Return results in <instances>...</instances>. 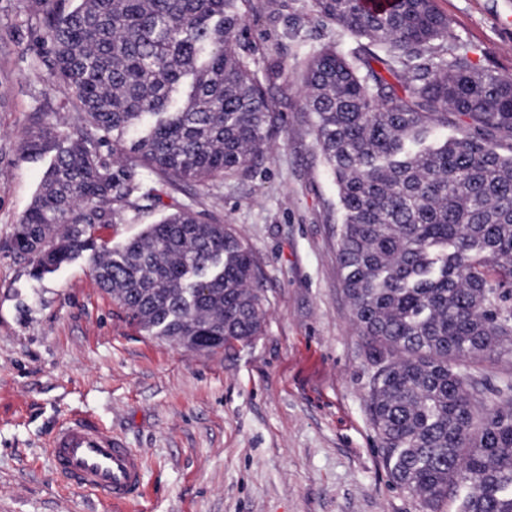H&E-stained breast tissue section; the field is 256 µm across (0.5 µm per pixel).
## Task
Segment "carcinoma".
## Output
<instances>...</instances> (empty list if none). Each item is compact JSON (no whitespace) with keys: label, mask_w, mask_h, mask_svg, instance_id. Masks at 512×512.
I'll return each instance as SVG.
<instances>
[{"label":"carcinoma","mask_w":512,"mask_h":512,"mask_svg":"<svg viewBox=\"0 0 512 512\" xmlns=\"http://www.w3.org/2000/svg\"><path fill=\"white\" fill-rule=\"evenodd\" d=\"M53 76L113 161L57 125L28 131L53 154L15 225L37 275L91 251L98 286L143 331L214 351L260 335L252 251L189 210L117 249H94L116 204L154 201L134 163L207 185L247 171L275 125L266 84L293 78L338 187V261L369 364L367 406L393 484L440 512H512V381L486 399L476 361L512 342V78L480 66L435 0H313L342 54L312 46L261 73L240 42L250 0H33ZM461 136L432 140L436 127Z\"/></svg>","instance_id":"carcinoma-1"}]
</instances>
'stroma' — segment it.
<instances>
[{"label":"stroma","mask_w":512,"mask_h":512,"mask_svg":"<svg viewBox=\"0 0 512 512\" xmlns=\"http://www.w3.org/2000/svg\"><path fill=\"white\" fill-rule=\"evenodd\" d=\"M485 68L512 77V0H436ZM335 41L312 0H250L243 40L259 70L293 69L302 45ZM31 0H0V512H115L57 481L48 434L81 412L140 451L143 493L130 512H422L393 486L367 409L365 340L338 262L336 183L301 112L300 87L276 80V137L242 175L210 185L132 176L157 203L95 227L118 247L182 208L230 225L252 250L264 299L260 336L207 353L152 336L102 291L87 256L34 277L10 248L50 155L23 157L38 121L88 127L51 75Z\"/></svg>","instance_id":"1"}]
</instances>
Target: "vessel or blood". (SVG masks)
<instances>
[{
  "mask_svg": "<svg viewBox=\"0 0 512 512\" xmlns=\"http://www.w3.org/2000/svg\"><path fill=\"white\" fill-rule=\"evenodd\" d=\"M49 455L54 476L69 488L102 493L114 506L132 501L140 492L142 455L87 416L70 415L56 424Z\"/></svg>",
  "mask_w": 512,
  "mask_h": 512,
  "instance_id": "b4317fda",
  "label": "vessel or blood"
}]
</instances>
